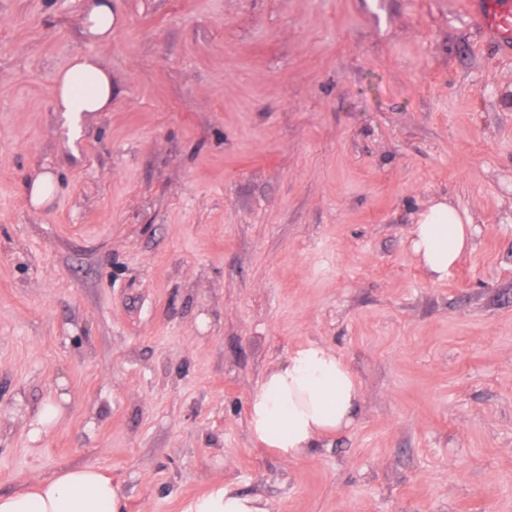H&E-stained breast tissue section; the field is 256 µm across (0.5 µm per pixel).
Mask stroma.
I'll return each mask as SVG.
<instances>
[{
  "mask_svg": "<svg viewBox=\"0 0 512 512\" xmlns=\"http://www.w3.org/2000/svg\"><path fill=\"white\" fill-rule=\"evenodd\" d=\"M85 2L0 0V494L95 466L125 512L219 483L512 512V51L464 0H112L108 43ZM79 53L112 107L75 133L53 77ZM440 197L476 233L434 280L411 238ZM310 342L355 420L286 460L246 409ZM80 26L84 35L95 42H110L115 16L112 13L111 0H87ZM26 187L29 190V196L32 205L35 207H40L50 199L54 191V177L50 172H43L39 174L31 183H28Z\"/></svg>",
  "mask_w": 512,
  "mask_h": 512,
  "instance_id": "1",
  "label": "stroma"
}]
</instances>
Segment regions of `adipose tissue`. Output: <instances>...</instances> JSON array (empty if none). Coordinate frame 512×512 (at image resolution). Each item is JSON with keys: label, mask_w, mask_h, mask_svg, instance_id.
Wrapping results in <instances>:
<instances>
[{"label": "adipose tissue", "mask_w": 512, "mask_h": 512, "mask_svg": "<svg viewBox=\"0 0 512 512\" xmlns=\"http://www.w3.org/2000/svg\"><path fill=\"white\" fill-rule=\"evenodd\" d=\"M80 26L95 42L112 39L110 0H88ZM55 109L74 115L112 107V73L94 55L73 56L55 75ZM475 228L467 214L440 199L419 213L412 250L434 277L447 274L470 246ZM358 387L347 363L311 342L270 369L249 401L247 423L256 440L290 460L315 448L324 434L353 423ZM0 512H123L120 489L93 466L59 471L12 494H0ZM183 512H270L267 501L224 484L191 499Z\"/></svg>", "instance_id": "1"}]
</instances>
